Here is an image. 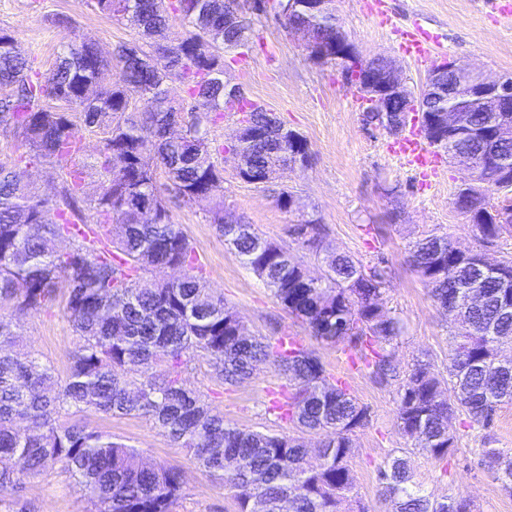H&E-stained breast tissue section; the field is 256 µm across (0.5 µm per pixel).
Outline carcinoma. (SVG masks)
I'll use <instances>...</instances> for the list:
<instances>
[{"label":"carcinoma","instance_id":"cac0c4a2","mask_svg":"<svg viewBox=\"0 0 512 512\" xmlns=\"http://www.w3.org/2000/svg\"><path fill=\"white\" fill-rule=\"evenodd\" d=\"M101 12L127 21L146 38L148 60L116 52L120 67L84 41L71 44L44 80L31 76L17 52L15 36L0 29V127L21 136L32 157L54 167L80 150L72 117L44 105L64 101L81 111L85 126L105 130L97 161L100 193L93 209L117 229L104 241L82 222L77 206L84 181L72 167L60 200L51 204L15 169L0 167V506L17 503L23 477L38 476L50 463L81 483L95 512H172L182 493L176 467L148 465L140 451L65 417L86 410L105 416L139 415L174 443L191 451L194 467L224 481L239 512H341L353 484L348 460L352 436L369 413L339 380L333 382L316 351L292 337L264 342L239 333L241 318L211 294L195 273L199 259L175 224L163 192L189 203L199 195L213 201L210 219L242 264L268 288L283 310L302 319L319 343L343 346L352 363L384 381L393 371L402 340L401 321L383 310L387 272L348 254L326 259L328 275L314 285L302 279V264L288 248L267 242L246 224H224V179L207 126L231 108L252 128L268 121L263 106L224 91V5L219 0H96ZM287 28L308 25L328 43L341 25L334 12L313 11L308 0H285ZM188 26L177 43L164 40L170 13ZM184 83L185 104H171L160 85L174 71ZM139 101L142 109L133 111ZM191 114L184 135L170 127ZM453 159L462 148L480 154V129L452 143L433 145ZM293 145L254 138L244 147V177L289 163ZM167 183L157 184V171ZM476 193L478 210L494 209L493 194L512 184L463 176ZM152 207L157 221H142ZM303 246L318 250L324 233L313 221L293 225ZM74 246L60 251V238ZM414 271L431 300L457 325L448 379L418 362L398 391L397 425L410 447L436 460L458 442L450 417L463 413L469 427L486 428L496 408L512 401V365L497 362L495 349L512 342V260L484 275L483 305L469 307L463 286L473 282L477 255L462 258L448 237L429 234L409 243ZM179 269L170 280L145 279L143 272ZM66 288L65 307L76 342L65 375L30 353H12L11 310L39 311L57 282ZM210 364L226 385L252 378L271 363L289 383L288 394L270 399L265 410L296 434L240 428L224 419L188 388L182 374L194 359ZM162 367L159 379L154 369ZM323 436L313 456L304 435ZM483 437L478 454L504 490L512 491V453ZM381 495L393 512H474L465 499L435 500L413 480L404 454L390 457L378 472Z\"/></svg>","mask_w":512,"mask_h":512}]
</instances>
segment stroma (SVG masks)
<instances>
[{"instance_id":"1","label":"stroma","mask_w":512,"mask_h":512,"mask_svg":"<svg viewBox=\"0 0 512 512\" xmlns=\"http://www.w3.org/2000/svg\"><path fill=\"white\" fill-rule=\"evenodd\" d=\"M491 13L482 0H387L397 22L416 23L433 38L431 59L414 62L398 49L390 32L367 13L364 0H333L331 7L355 50L364 58L391 59L412 93L424 88L433 62L444 57L482 69L487 75L512 73V0H500ZM252 28L244 59H227L224 79L243 95L264 106L288 128L307 141L308 166L280 170L265 184L242 180L228 148L235 139L240 115L226 112L209 125V138L220 151L216 163L224 177V205L262 237L288 247L310 272L324 268L320 258L291 234L293 225L312 220L326 229L327 250L345 252L363 262L388 269L385 311L404 324L395 354L397 375L379 383L368 374L350 369L335 346L315 343L305 325L289 316L256 276L229 249L210 221V200L189 204L169 200L174 223L180 224L194 247L200 274L215 294L221 295L244 322L248 332L276 340L290 335L315 347L331 378L345 381L357 401L370 413L368 424L353 436L349 467L353 487L343 503L344 512H392L379 492L377 470L407 440L397 426V391L411 365L419 359L435 372L448 366V338L454 324L434 305L409 260L407 244L436 232L464 249L483 251L496 260L512 254V224L500 239L483 246L477 228L456 210L452 199L462 174L447 157L438 159V175L431 186L401 164L389 151L395 137L366 125L363 102L340 67L312 60L301 37L282 24L278 0H265L262 11L251 13ZM0 28L12 32L19 52L34 73L47 77L64 48L73 41L94 44L104 57H112L122 44L140 35L126 21L101 13L96 0H0ZM82 150L75 159L84 169L86 199H94L100 184L93 164L102 147L99 130L79 127ZM24 172L37 191L58 200L66 178L62 167L32 160L17 135L0 131V165ZM293 194L292 208H281V192ZM65 288L57 286L52 298L37 312L14 315L16 341L65 373L76 337L67 318ZM208 405L226 420L251 430H273L277 424L265 404L285 383L272 364L258 365L251 380L235 387L219 383L209 365L192 361L183 375ZM73 422L112 435L137 448L147 462L176 467L183 472L182 496L175 512H238L233 495L223 481L202 474L190 462L188 449L178 447L149 420L135 415L109 417L86 411ZM454 415L459 439L448 459L434 460L416 452L409 461L414 479L437 500L465 499L477 512H512V493L476 455L483 435H492L496 447L512 450V404L500 406L488 430L463 425ZM23 501L32 512H92L82 487L51 465L43 474L24 481Z\"/></svg>"}]
</instances>
